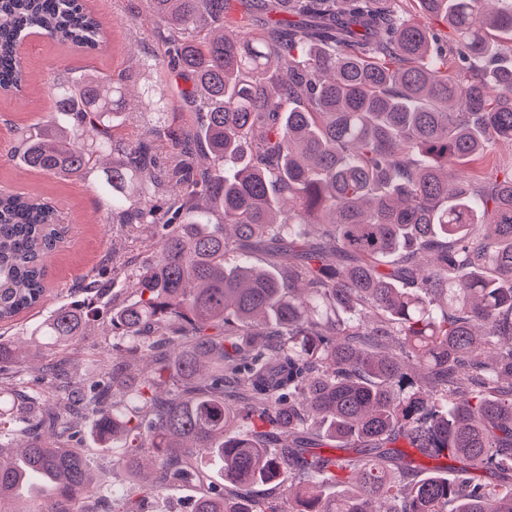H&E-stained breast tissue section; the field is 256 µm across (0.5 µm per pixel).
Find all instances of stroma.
I'll return each mask as SVG.
<instances>
[{
	"instance_id": "stroma-1",
	"label": "stroma",
	"mask_w": 512,
	"mask_h": 512,
	"mask_svg": "<svg viewBox=\"0 0 512 512\" xmlns=\"http://www.w3.org/2000/svg\"><path fill=\"white\" fill-rule=\"evenodd\" d=\"M104 26L100 46L84 52L62 46L46 38L26 40L22 60L30 80L21 93H0V191L39 195L53 201L69 226L63 244L52 254L44 300L38 307L22 313L0 335L20 347L22 359L12 366L37 383L41 356L35 355L30 332L55 309L74 298L73 286L84 275L104 272L111 266L113 252L133 257L137 247L120 225L110 223L102 171L94 169L85 179L62 181L54 176L20 167L9 154L22 131L47 120L52 108L51 87L59 76L69 72H99L109 76L125 72L128 85L142 92V74L161 46L157 30L145 16V0H95L93 4ZM112 337L101 328H92L79 341L69 358L71 370L85 381L95 380L101 354Z\"/></svg>"
}]
</instances>
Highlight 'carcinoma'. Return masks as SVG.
<instances>
[{"instance_id":"carcinoma-1","label":"carcinoma","mask_w":512,"mask_h":512,"mask_svg":"<svg viewBox=\"0 0 512 512\" xmlns=\"http://www.w3.org/2000/svg\"><path fill=\"white\" fill-rule=\"evenodd\" d=\"M169 75L135 138L122 78L53 84L10 157L63 179L97 164L110 223L149 252L51 313L39 385L0 373V512H140L97 481L82 426L193 512H512V0H146ZM444 19L443 40L420 22ZM31 34L94 50L80 0H0V90ZM176 106L191 117L166 124ZM57 206L0 192V322L45 295ZM132 279L119 300L111 285ZM99 324L87 385L62 353ZM125 389L128 405L113 401ZM288 444L278 449L281 434ZM458 463L417 479L421 459ZM275 483L263 501L234 489ZM127 112H133L130 114L123 113L122 115V125L119 126L118 131L122 132L124 135H132L136 136L137 132H140L141 129L149 125L152 119V112L145 107L144 104H136L133 109L127 110Z\"/></svg>"}]
</instances>
